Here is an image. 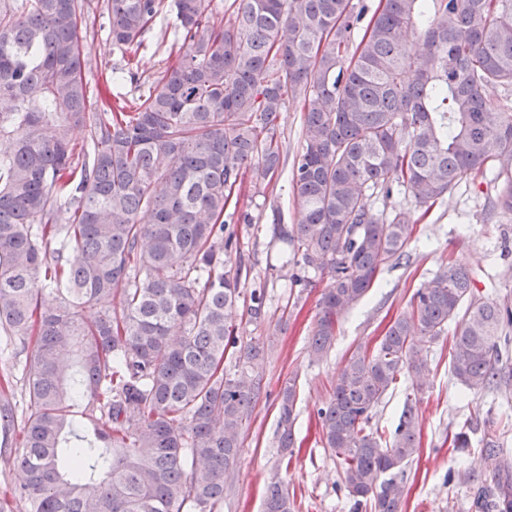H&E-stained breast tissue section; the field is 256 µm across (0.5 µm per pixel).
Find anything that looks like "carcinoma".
Wrapping results in <instances>:
<instances>
[{
	"mask_svg": "<svg viewBox=\"0 0 512 512\" xmlns=\"http://www.w3.org/2000/svg\"><path fill=\"white\" fill-rule=\"evenodd\" d=\"M103 9L121 51L173 18L171 64L134 102L107 87L89 96L87 0H0V331L31 347L14 496L29 512H220L267 355L237 346L228 323L245 298L251 320L265 318L224 234L231 195L246 172L259 189L278 171L280 112L303 99L301 218L274 235L292 246L291 285L311 269L328 277L309 342L322 360L341 318L404 255L414 215L388 205L394 191L429 209L488 171L500 182L491 210L512 213V100L492 98L512 87V0H379L364 27L368 6L351 0H232L225 26L210 0ZM451 324V372L483 392L512 342V306L481 302L471 271L450 264L374 349L345 359L317 409L355 512H402L420 444L412 394L429 381L423 352ZM403 372L412 393L387 433L371 420ZM277 400L291 454L296 379ZM13 421L1 400L4 448ZM482 457L492 480L472 507L512 512L509 449L489 437ZM263 512H296L278 471Z\"/></svg>",
	"mask_w": 512,
	"mask_h": 512,
	"instance_id": "cac0c4a2",
	"label": "carcinoma"
}]
</instances>
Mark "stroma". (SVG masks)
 I'll list each match as a JSON object with an SVG mask.
<instances>
[{
  "instance_id": "stroma-1",
  "label": "stroma",
  "mask_w": 512,
  "mask_h": 512,
  "mask_svg": "<svg viewBox=\"0 0 512 512\" xmlns=\"http://www.w3.org/2000/svg\"><path fill=\"white\" fill-rule=\"evenodd\" d=\"M85 23L81 36L88 85H95L101 72L124 69L132 60L138 64L139 79L123 81L117 90L129 97L147 91L165 67L174 39L172 17L162 18L142 46L125 52L113 48L108 20L99 10L89 9ZM302 115L301 100L288 99L279 118L287 168L264 191L244 184L236 209L251 213L253 221L244 224L230 218L225 226L238 240L245 270L242 287L265 291L264 322H250L242 305L233 311L230 322L239 343H264L268 393L256 405L242 435L238 462L224 482L223 512H261L265 484L281 459L276 396L291 377L297 380L298 418L296 448L285 479L297 510L352 512L341 465L323 448L316 417L317 408L330 397L345 356L359 345L375 346L387 326L410 311L416 291L451 262L473 272L481 301H512V214H490L488 200L495 187L488 178L473 177L438 200L419 221L399 263L386 267L374 287L340 320L328 357L312 361L309 341L327 278L314 273L307 288L291 286L290 271L282 266L288 247L273 235L274 225L299 220L289 166L301 149ZM450 342V336H441L428 353L430 383L418 396L421 452L406 468L403 512H472L474 488L489 477L480 466L486 417H494L498 436L512 446V353L500 363L498 383L476 396L448 368ZM1 362L13 373L8 399L16 411L14 424L20 428L30 352L0 340ZM466 422L471 425L472 446L459 452L448 436Z\"/></svg>"
}]
</instances>
